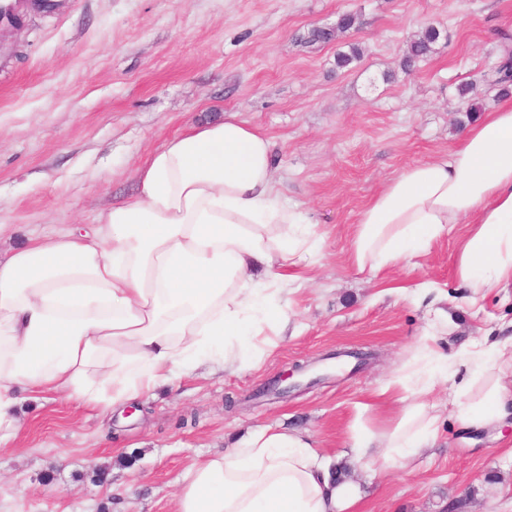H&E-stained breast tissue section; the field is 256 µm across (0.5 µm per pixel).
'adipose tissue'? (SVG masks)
Instances as JSON below:
<instances>
[{"label": "adipose tissue", "mask_w": 512, "mask_h": 512, "mask_svg": "<svg viewBox=\"0 0 512 512\" xmlns=\"http://www.w3.org/2000/svg\"><path fill=\"white\" fill-rule=\"evenodd\" d=\"M270 140L228 115L178 133L137 168V194L97 223L35 237L0 257V446L23 429L19 387L112 411L200 364L235 372L258 337L292 325L290 287L318 263L323 237L273 179ZM468 232L456 275L469 299L512 286V100L467 127L448 154L407 167L359 213L352 262L379 273L448 233ZM425 304L414 355L359 404L348 454L361 472L409 469L438 445L439 404L467 430L512 418V342L437 352L448 311L431 284L398 287ZM407 394L383 427L378 401ZM176 512H359L363 496L310 436L250 432L178 478Z\"/></svg>", "instance_id": "1"}]
</instances>
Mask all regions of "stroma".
I'll return each mask as SVG.
<instances>
[{
	"label": "stroma",
	"mask_w": 512,
	"mask_h": 512,
	"mask_svg": "<svg viewBox=\"0 0 512 512\" xmlns=\"http://www.w3.org/2000/svg\"><path fill=\"white\" fill-rule=\"evenodd\" d=\"M354 25L304 49L296 35ZM441 30L404 69L409 42ZM512 31V0H61L25 11L0 40V250L68 224H93L132 195L135 171L172 135L236 114L273 143L283 199L324 233L323 256L291 296L295 335L261 344L259 368L204 364L109 415L60 395L20 405V437L0 447V512H176L192 459L282 425L317 447L349 446L366 401L413 354L424 308L392 294L424 280L446 294L453 355L512 336V288L469 301L455 274L468 227L414 264L358 273L352 228L408 166L442 156L465 130L462 85L485 109L481 77ZM360 60L337 67L350 45ZM298 369L286 395L272 385ZM413 468L376 480L363 512H512V424L502 438L442 425Z\"/></svg>",
	"instance_id": "35a3bbf8"
}]
</instances>
